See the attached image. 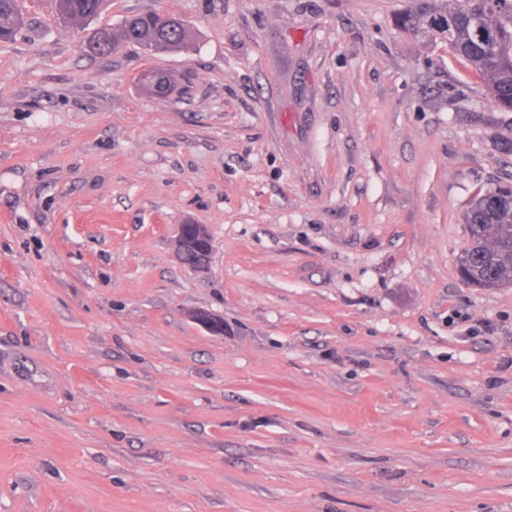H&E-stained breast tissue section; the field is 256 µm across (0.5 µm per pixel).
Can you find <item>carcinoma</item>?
I'll return each instance as SVG.
<instances>
[{
	"mask_svg": "<svg viewBox=\"0 0 512 512\" xmlns=\"http://www.w3.org/2000/svg\"><path fill=\"white\" fill-rule=\"evenodd\" d=\"M61 26L85 24L103 10L106 0H52ZM23 0H0V42L13 39L24 28L28 10ZM402 29L428 38H442L484 82L491 99L512 112V0H427L403 15ZM190 30L173 16L143 12L112 27L98 28L85 50L104 56L121 44L141 46L154 55L187 47ZM143 88L166 98L176 87L169 73L147 70ZM470 244L460 257V275L468 284L491 288L512 285V192L500 186L472 200L464 214Z\"/></svg>",
	"mask_w": 512,
	"mask_h": 512,
	"instance_id": "carcinoma-1",
	"label": "carcinoma"
}]
</instances>
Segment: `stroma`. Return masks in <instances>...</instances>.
<instances>
[{
	"mask_svg": "<svg viewBox=\"0 0 512 512\" xmlns=\"http://www.w3.org/2000/svg\"><path fill=\"white\" fill-rule=\"evenodd\" d=\"M416 6L110 0L193 41L91 57L43 0L0 43V512H512V287L457 271L512 112ZM140 82L143 88L149 93L166 98L176 87V79L169 73L147 70L141 77ZM174 250L179 262L191 269L204 268L212 252V239L204 224H177Z\"/></svg>",
	"mask_w": 512,
	"mask_h": 512,
	"instance_id": "1",
	"label": "stroma"
}]
</instances>
